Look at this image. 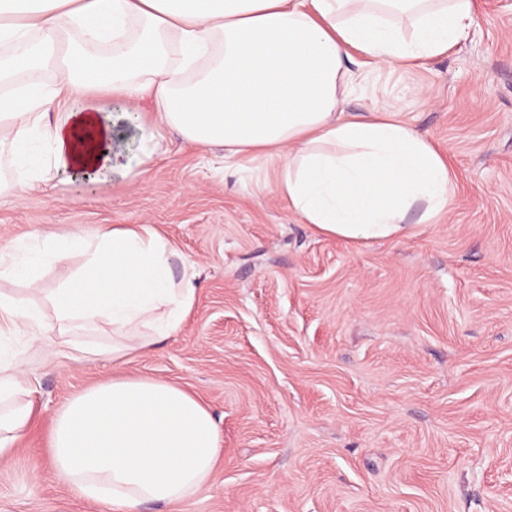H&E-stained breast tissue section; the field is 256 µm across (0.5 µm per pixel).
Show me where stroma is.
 Masks as SVG:
<instances>
[{
	"label": "stroma",
	"instance_id": "obj_1",
	"mask_svg": "<svg viewBox=\"0 0 512 512\" xmlns=\"http://www.w3.org/2000/svg\"><path fill=\"white\" fill-rule=\"evenodd\" d=\"M475 27L417 68L372 67L348 109L399 113L447 154L450 213L409 235L317 233L276 191L275 163L224 172L217 152L166 135L131 182L111 175L0 197V244L150 224L191 266L196 304L173 336L125 363L84 361L53 337L0 335V367L36 420L0 458V512H113L51 467L47 437L77 392L119 375L208 405L224 462L186 501L141 512H512V0H473ZM45 259L40 293L83 266Z\"/></svg>",
	"mask_w": 512,
	"mask_h": 512
}]
</instances>
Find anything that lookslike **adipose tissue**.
Wrapping results in <instances>:
<instances>
[{
  "label": "adipose tissue",
  "mask_w": 512,
  "mask_h": 512,
  "mask_svg": "<svg viewBox=\"0 0 512 512\" xmlns=\"http://www.w3.org/2000/svg\"><path fill=\"white\" fill-rule=\"evenodd\" d=\"M472 0H0V193L82 175L131 174L162 151L164 131L221 148L225 167L278 163L276 190L304 223L344 239L406 235L449 210L453 172L395 113L347 111L365 78L361 53L414 66L469 38ZM119 105L100 106L98 96ZM151 99L152 126L138 103ZM139 132L130 162L119 124ZM55 259L87 256L37 306L0 293V325L56 333L60 346L106 324L112 341L84 358L125 361L172 336L193 308L195 276L174 278L170 243L149 224L49 236ZM33 418L30 391L0 376V458ZM222 458L217 424L196 396L145 375L74 395L55 415L49 460L84 499L114 512L178 504Z\"/></svg>",
  "instance_id": "obj_1"
}]
</instances>
